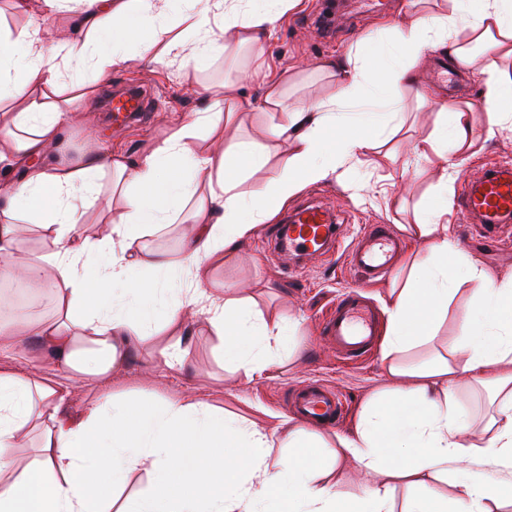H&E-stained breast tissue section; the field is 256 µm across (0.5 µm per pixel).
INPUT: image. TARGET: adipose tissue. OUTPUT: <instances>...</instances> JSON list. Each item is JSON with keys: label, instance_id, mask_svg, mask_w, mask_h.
<instances>
[{"label": "adipose tissue", "instance_id": "obj_1", "mask_svg": "<svg viewBox=\"0 0 512 512\" xmlns=\"http://www.w3.org/2000/svg\"><path fill=\"white\" fill-rule=\"evenodd\" d=\"M18 12L67 17L59 29L0 27V164L16 178L0 183V279L49 296V314L0 317V512H394L397 484L417 487L403 512H491L498 483L472 479L471 465L512 468V276L498 279L448 236L453 185L477 140L475 108L494 135L512 122V0H420L416 17L375 52L349 50L326 96L289 100L282 80L255 99L210 93L205 111L180 121L165 138L129 157L86 146L71 160L64 133L79 119L101 82L130 61L175 62L180 78L199 74L229 46L263 51L280 19L300 0H12ZM443 51L469 68L478 51L481 103L442 106L436 129L419 137L416 155L440 170L441 203L426 210L411 236L425 255L409 257L386 301L383 359L394 387L362 405L353 433L325 436L279 416L275 429L225 414L184 391L140 405L106 397L73 407L81 386L122 372L151 336L162 370H179L188 350L173 342L188 321L203 318L219 351L243 380L284 366L283 344L294 323L265 313L254 296L199 279L203 266L234 261L257 225L274 217L303 186L336 178L364 158L390 159L386 146L405 124L402 95L428 96L417 78L427 51ZM85 77L64 84L62 68ZM263 115L269 136L288 144L274 157L251 140L225 142L237 118ZM276 177L247 188L260 168ZM97 206L99 238L83 237ZM189 213L192 228L177 252L148 246L147 237ZM36 224L42 250L22 249L16 223ZM99 274L88 280L86 261ZM469 312L446 346L437 331L460 293ZM46 351L56 374H20L10 360L23 344ZM479 385L493 396L489 439L462 417L457 391ZM38 435V457L17 467L20 435ZM348 461L383 474L362 496L336 490ZM153 478L144 493L121 497L132 470ZM451 480L455 498L434 481Z\"/></svg>", "mask_w": 512, "mask_h": 512}]
</instances>
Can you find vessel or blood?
Instances as JSON below:
<instances>
[{"label":"vessel or blood","mask_w":512,"mask_h":512,"mask_svg":"<svg viewBox=\"0 0 512 512\" xmlns=\"http://www.w3.org/2000/svg\"><path fill=\"white\" fill-rule=\"evenodd\" d=\"M146 108L143 94L134 87L116 91L112 97V124L116 127L139 122ZM458 209L465 223L478 225L492 242L504 241L512 231V167L493 165L464 180ZM277 253L301 258L335 251L339 227L332 210L304 204L286 215L270 235ZM401 249L391 225L372 224L356 239L348 253L350 265L364 280L389 274ZM381 332L376 308L353 288L336 299L323 314L319 338L336 348L348 361L366 358L373 352ZM294 408L304 420L323 425L338 423L347 402L335 390L308 387L294 396Z\"/></svg>","instance_id":"1"}]
</instances>
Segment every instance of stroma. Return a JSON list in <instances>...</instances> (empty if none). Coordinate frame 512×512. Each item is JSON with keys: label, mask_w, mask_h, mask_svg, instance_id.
<instances>
[{"label": "stroma", "mask_w": 512, "mask_h": 512, "mask_svg": "<svg viewBox=\"0 0 512 512\" xmlns=\"http://www.w3.org/2000/svg\"><path fill=\"white\" fill-rule=\"evenodd\" d=\"M411 19L407 0H390L384 13L374 11L371 0H302L297 11L281 19L261 57L228 50L213 59L209 69L199 76L195 89L184 87L177 65L170 63L135 59L113 69L109 84H139L151 92L153 106L148 123L115 133L107 127L106 114L95 109L91 112L90 125H73L65 138L72 151H81L85 146V129L90 126L102 148L112 147L133 156L167 135L176 121L204 110L214 85L228 82L241 95L256 97L262 93L264 81L284 70L298 79L301 96L320 97L330 88V79L322 71L326 62L338 60L351 46L369 41L380 22L404 27ZM440 59V54L430 53L418 65L420 84L434 94V101L421 104L413 94L403 96L409 118L404 130L391 141L394 160L375 168H361V177L373 184V191L354 195L342 176L307 185L291 198L294 206L312 200L333 207L345 224L343 249L300 261L298 268L288 275L273 248L262 246L261 236L256 233L242 243L238 261L201 271L203 278L241 288L263 283L266 289L258 297L260 308L298 319L297 339L302 353L289 363L287 373L259 383L240 379L226 369L214 349L205 321L200 319L181 335L182 343L190 347L189 362L183 371L163 376L155 370L153 356L162 340L151 338L142 344L125 374L113 379L109 387L112 395L150 403L190 387L211 404L271 429L276 425V415L289 414L291 391L318 382L334 387L346 397L348 411L335 431L339 434L352 431L365 400L389 382L383 356L378 353L356 364L344 363L335 350L318 342V323L331 301L361 285L359 276L347 263L345 248L363 228L370 224L409 226L417 222L426 205L435 201L431 188L438 174L430 162L414 155L412 139L434 130L439 104L463 97L477 98L481 84V77L474 69L458 67L447 76L437 73L435 65ZM498 162L512 163V124L503 125L493 136H479L473 157L456 169L454 181L462 183L478 169ZM448 236L462 249L474 253L494 277L512 275V243L487 244L477 233L467 231L454 216L448 221Z\"/></svg>", "instance_id": "obj_1"}]
</instances>
